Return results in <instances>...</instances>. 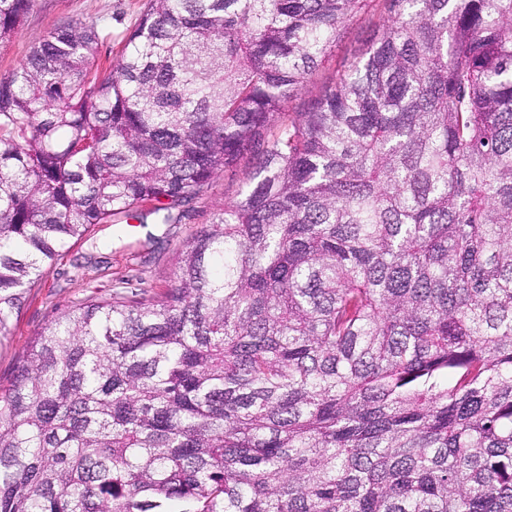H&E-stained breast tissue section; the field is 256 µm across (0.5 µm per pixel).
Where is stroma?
<instances>
[{
	"label": "stroma",
	"instance_id": "35a3bbf8",
	"mask_svg": "<svg viewBox=\"0 0 512 512\" xmlns=\"http://www.w3.org/2000/svg\"><path fill=\"white\" fill-rule=\"evenodd\" d=\"M147 0H34L17 34L0 43V77L10 75L31 47L50 30L71 20L96 22L106 38L99 47L103 63L116 60ZM385 14L374 7L350 23L332 55L307 77L301 93L287 107L303 111L334 82L347 59L361 51ZM249 168L220 173L204 187L188 217L176 224H141L132 220L99 224L82 240L70 243L46 266L42 280L25 295L6 340L0 341V387H8L19 362L37 335L71 307L88 299H106L113 291L154 298L175 284L179 258L194 234L208 225L214 210L236 198Z\"/></svg>",
	"mask_w": 512,
	"mask_h": 512
}]
</instances>
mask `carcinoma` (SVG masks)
Returning a JSON list of instances; mask_svg holds the SVG:
<instances>
[{
    "label": "carcinoma",
    "mask_w": 512,
    "mask_h": 512,
    "mask_svg": "<svg viewBox=\"0 0 512 512\" xmlns=\"http://www.w3.org/2000/svg\"><path fill=\"white\" fill-rule=\"evenodd\" d=\"M147 0L0 78V338L114 218L238 197L150 301L46 327L0 395V512H512V0ZM33 0H0V42ZM367 14L357 17L350 23L343 41L336 47L332 55L326 57L322 63L307 77L301 93L293 98L286 108V112L294 115L303 111L308 100L318 97L325 88L336 79V76L344 69L347 59H351L355 52L364 48L365 40L373 29L383 24L386 15L377 4Z\"/></svg>",
    "instance_id": "1"
}]
</instances>
